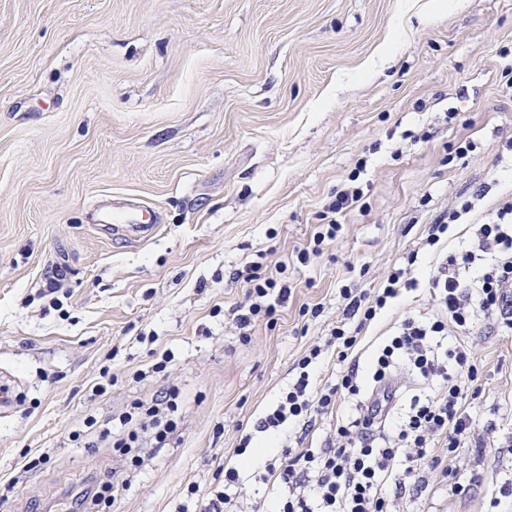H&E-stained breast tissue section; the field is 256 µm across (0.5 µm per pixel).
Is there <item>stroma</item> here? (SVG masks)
I'll return each instance as SVG.
<instances>
[{
    "mask_svg": "<svg viewBox=\"0 0 512 512\" xmlns=\"http://www.w3.org/2000/svg\"><path fill=\"white\" fill-rule=\"evenodd\" d=\"M466 137L477 149L453 158ZM360 159L365 207L323 256L293 261ZM129 197L159 215L149 239L90 216ZM470 198L467 223L421 248ZM511 198L512 0H0V373L19 394L0 414V512L64 510L95 477L114 512H179L189 487L223 490L242 437L285 443L255 423L342 319L341 287L372 291L418 253L419 288L358 333L348 361L364 372L405 316L431 311L430 271L476 249L475 225ZM260 251L287 261L296 290L245 342L233 274ZM455 345L478 369L466 408L494 443L460 449L461 491L428 470L425 488L387 486L395 512H512V332L452 328L434 352ZM171 387L178 427L131 468L98 428ZM359 407L318 416L304 447ZM35 453L47 465L24 471ZM474 207L471 201H465L460 206L454 207L449 211L442 212L431 224L427 231V236L421 243V248L426 246L434 247L441 239L442 236H448V229L453 224H462L464 217L469 214Z\"/></svg>",
    "mask_w": 512,
    "mask_h": 512,
    "instance_id": "obj_1",
    "label": "stroma"
}]
</instances>
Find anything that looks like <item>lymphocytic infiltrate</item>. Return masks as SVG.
I'll return each mask as SVG.
<instances>
[{"label": "lymphocytic infiltrate", "mask_w": 512, "mask_h": 512, "mask_svg": "<svg viewBox=\"0 0 512 512\" xmlns=\"http://www.w3.org/2000/svg\"><path fill=\"white\" fill-rule=\"evenodd\" d=\"M363 191L356 180L338 188L325 207L322 224L316 225L308 245L298 250L296 259L307 263L323 254L342 229L339 214L358 207ZM478 248L460 254H448L430 280L431 294L438 308L426 317H406L389 342L375 355L367 375H359L351 367L337 379L317 383L314 365L322 347L310 346L300 357L299 372L282 392L277 402L260 418L259 431L277 433L284 428L308 430L317 413L333 409L342 398L359 395L371 388L377 399L368 403L350 420L336 427V445L332 448H279L261 478L287 487L286 496L272 501L269 512H390V502L381 493L386 481L396 485L421 482L422 470L439 472L441 478H452V462L460 449L483 448L488 435L477 433L465 409L467 394L455 380L454 371L475 378L477 369L465 347L448 349L445 359L435 357L430 340L447 334L449 329L469 330L486 319L499 327L512 329V202H504L495 220L479 225L476 230ZM417 252H410L404 265L393 268L374 294L347 285L341 290L346 305L345 322L334 326L327 344L336 347L339 360H346L357 338L347 322L373 320L390 307L403 290L419 285L414 265ZM477 269V276L465 280L463 269ZM286 263L268 269L257 259L234 274L245 286V298L233 310V319L242 338H249L252 323L261 318L274 319L291 294L285 279ZM405 362L423 379L442 380L437 397H413L408 409L401 413L389 431L377 434L382 422L381 409L392 400L384 387L392 368ZM179 407L178 389H169L160 398L132 402L120 417L125 431L113 434L111 428L99 432L101 439L111 440L113 447L129 455L132 463L140 458L134 453L139 430H149L156 447H163L177 427L175 414ZM443 453H435L436 445Z\"/></svg>", "instance_id": "f902f5d3"}]
</instances>
